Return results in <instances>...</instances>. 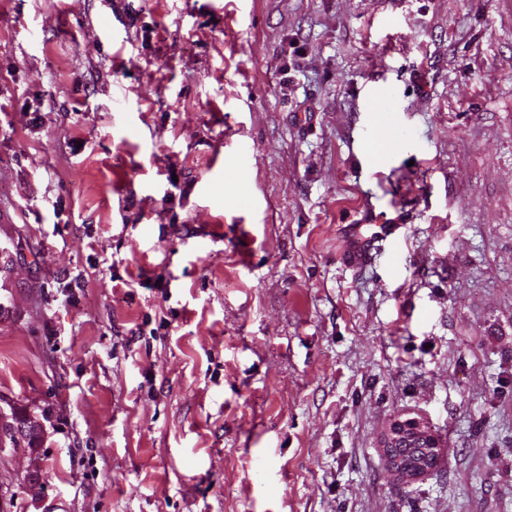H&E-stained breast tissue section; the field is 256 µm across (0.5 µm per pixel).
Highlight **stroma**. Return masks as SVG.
<instances>
[{
	"label": "stroma",
	"mask_w": 512,
	"mask_h": 512,
	"mask_svg": "<svg viewBox=\"0 0 512 512\" xmlns=\"http://www.w3.org/2000/svg\"><path fill=\"white\" fill-rule=\"evenodd\" d=\"M0 245V512H512V0H0ZM364 224H354L350 234V249L346 254V262L357 268L367 266L377 253L379 243L395 242L401 235L405 224H372L374 230L363 233ZM6 403L7 407L2 406ZM48 412L37 414L28 407L0 399V455L4 452H35L42 446ZM384 448L391 472L404 483L412 482L431 468L439 455V441L427 425L414 419L395 420L386 433ZM410 457V463L404 459Z\"/></svg>",
	"instance_id": "1"
}]
</instances>
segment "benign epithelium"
I'll use <instances>...</instances> for the list:
<instances>
[{
	"label": "benign epithelium",
	"mask_w": 512,
	"mask_h": 512,
	"mask_svg": "<svg viewBox=\"0 0 512 512\" xmlns=\"http://www.w3.org/2000/svg\"><path fill=\"white\" fill-rule=\"evenodd\" d=\"M0 399V455L9 452H34L41 448L47 429L48 412L37 414L14 402L2 406ZM384 448L391 472L409 483L429 470L439 455V441L427 425L414 419L395 420L386 433Z\"/></svg>",
	"instance_id": "1"
}]
</instances>
